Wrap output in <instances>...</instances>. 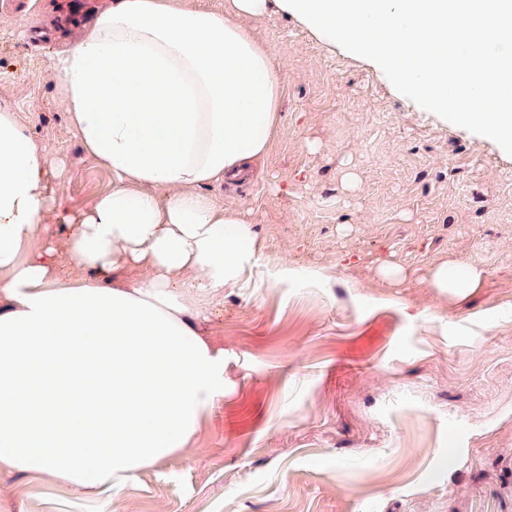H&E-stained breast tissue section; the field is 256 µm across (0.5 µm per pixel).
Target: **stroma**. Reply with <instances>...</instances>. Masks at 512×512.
Returning <instances> with one entry per match:
<instances>
[{"label": "stroma", "instance_id": "obj_1", "mask_svg": "<svg viewBox=\"0 0 512 512\" xmlns=\"http://www.w3.org/2000/svg\"><path fill=\"white\" fill-rule=\"evenodd\" d=\"M111 4L0 0V105L48 161L40 234L60 250L112 174L53 65ZM250 25L281 68L279 120L254 174L206 193L249 219L257 260L190 300L223 400L117 489L0 467V512H512V148L293 16ZM451 260L480 287L431 288Z\"/></svg>", "mask_w": 512, "mask_h": 512}]
</instances>
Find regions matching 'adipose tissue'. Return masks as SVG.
Masks as SVG:
<instances>
[{"label":"adipose tissue","instance_id":"ef3b65f1","mask_svg":"<svg viewBox=\"0 0 512 512\" xmlns=\"http://www.w3.org/2000/svg\"><path fill=\"white\" fill-rule=\"evenodd\" d=\"M343 42L428 106L512 146V0H112L54 69L71 125L112 189L71 223L69 265L23 246L56 200L47 161L0 107V466L75 489L118 488L180 451L224 398V353L185 300L215 296L256 261L235 208L200 187L265 156L282 79L246 21L270 7ZM494 101L496 117L474 110ZM139 271L126 288L97 282ZM477 266L447 261L431 285L460 297Z\"/></svg>","mask_w":512,"mask_h":512}]
</instances>
